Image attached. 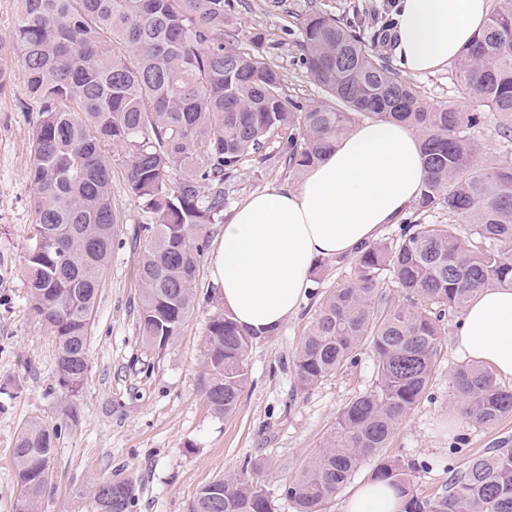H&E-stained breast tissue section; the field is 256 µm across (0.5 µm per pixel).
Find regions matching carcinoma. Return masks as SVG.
<instances>
[{
  "label": "carcinoma",
  "mask_w": 512,
  "mask_h": 512,
  "mask_svg": "<svg viewBox=\"0 0 512 512\" xmlns=\"http://www.w3.org/2000/svg\"><path fill=\"white\" fill-rule=\"evenodd\" d=\"M458 53L456 81L478 107H434L352 23L312 11L300 23L302 62L325 99L288 107L280 72L258 50L224 43L238 0H18L9 39H0V93L11 62L26 73L39 120L33 137L36 223L24 258L32 309L57 342L55 371L69 395L88 379L87 323L112 253V162L122 152L127 190L147 214L141 225L139 321L162 350L192 315L206 248L221 223L231 182L266 149L300 174L321 162L355 125L402 122L422 138L423 192L399 231L351 257L353 278L318 304L293 362L295 384L312 387L341 371L364 346L375 358L372 388L342 409L317 453L284 487L295 512H325L361 461L387 447L423 399L445 312L485 287L512 288V161L487 155L474 136L484 114L512 143V0ZM445 219L426 224L430 216ZM455 224H466L460 235ZM391 281L403 300L386 299ZM259 339L214 305L205 329L200 392L218 416L249 383L248 349ZM451 384L461 411L485 426L512 415V389L475 363ZM57 434L28 422L13 448L16 512H38L53 472ZM374 479L397 486L405 512H512V446L475 455L448 495L417 493L412 469L381 459ZM97 512H130V480L103 479ZM189 512H274L263 489L227 478L202 487Z\"/></svg>",
  "instance_id": "obj_1"
}]
</instances>
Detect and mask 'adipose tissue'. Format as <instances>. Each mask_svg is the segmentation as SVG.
Wrapping results in <instances>:
<instances>
[{
  "instance_id": "ef3b65f1",
  "label": "adipose tissue",
  "mask_w": 512,
  "mask_h": 512,
  "mask_svg": "<svg viewBox=\"0 0 512 512\" xmlns=\"http://www.w3.org/2000/svg\"><path fill=\"white\" fill-rule=\"evenodd\" d=\"M489 0H400L396 52L407 74L435 73L485 23ZM421 141L400 122H367L342 138L296 187L254 193L224 227L211 272L225 311L266 335L295 313L316 259L377 241L419 196ZM464 357L512 378V288H486L465 308L454 336ZM384 481L355 488L345 512H403Z\"/></svg>"
}]
</instances>
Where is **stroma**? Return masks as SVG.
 I'll use <instances>...</instances> for the list:
<instances>
[{
	"label": "stroma",
	"instance_id": "obj_1",
	"mask_svg": "<svg viewBox=\"0 0 512 512\" xmlns=\"http://www.w3.org/2000/svg\"><path fill=\"white\" fill-rule=\"evenodd\" d=\"M234 39L250 46L264 34V53L283 78L286 96L304 105L320 100L321 89L302 64L300 23L309 11L354 22L363 36L394 22L389 0H245ZM25 76L13 65L11 86L0 94V512H14L19 489L13 448L21 427L39 420L58 433L52 479L39 512H93L78 491L104 478L135 484L131 512H188L203 486L240 477L260 486L275 512H294L283 488L326 442L343 407L369 391L375 378L370 349L353 365L302 390L294 384L293 361L319 296L348 283L350 263L322 261L317 294L306 295L298 311L277 332L248 350L249 384L235 412L215 415L201 397L198 372L202 339L217 300L211 269L224 227L206 228L208 247L195 284V310L163 350L142 341L139 327V251L134 238L145 216L126 188L120 160L112 162L115 244L97 297L89 341L88 380L67 396L55 374L52 331L31 309L21 261L36 221L29 179L38 121L25 103ZM279 163L250 161L232 185L225 217L261 190L297 186ZM459 313H447L434 374L423 400L399 426L388 448L365 458L351 487L371 481L381 458L413 466L422 497L447 495L453 473L472 455L512 443V417L485 427L465 417L451 387L463 358L453 337Z\"/></svg>",
	"mask_w": 512,
	"mask_h": 512
}]
</instances>
